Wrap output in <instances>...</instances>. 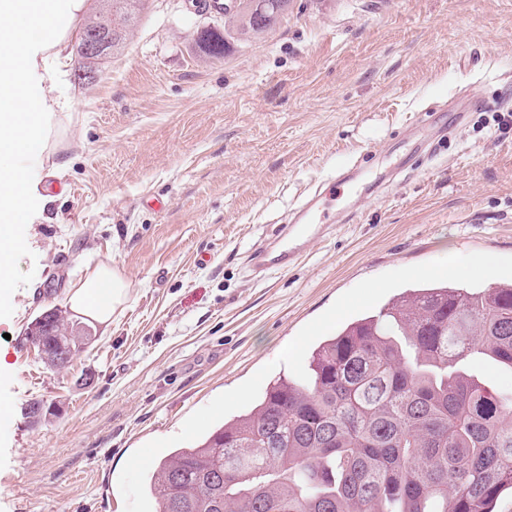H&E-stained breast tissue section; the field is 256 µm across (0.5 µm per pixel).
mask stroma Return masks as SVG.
Masks as SVG:
<instances>
[{
  "mask_svg": "<svg viewBox=\"0 0 512 512\" xmlns=\"http://www.w3.org/2000/svg\"><path fill=\"white\" fill-rule=\"evenodd\" d=\"M192 0H148L28 163L48 203L0 298V512H125L147 442L274 361L359 282L449 255L512 257V0H293L200 58ZM330 234L253 279L247 257L345 162ZM129 281L109 329L54 370L26 340L86 268ZM41 401V420L28 416Z\"/></svg>",
  "mask_w": 512,
  "mask_h": 512,
  "instance_id": "stroma-1",
  "label": "stroma"
}]
</instances>
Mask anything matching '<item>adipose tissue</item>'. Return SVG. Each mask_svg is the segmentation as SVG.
<instances>
[{"label":"adipose tissue","mask_w":512,"mask_h":512,"mask_svg":"<svg viewBox=\"0 0 512 512\" xmlns=\"http://www.w3.org/2000/svg\"><path fill=\"white\" fill-rule=\"evenodd\" d=\"M87 0H0V295L12 287V263L25 247L19 227L36 200L30 158L51 151L48 117L72 104L61 87L70 67V37ZM130 284L97 266L69 289V309L110 327L129 300Z\"/></svg>","instance_id":"1"}]
</instances>
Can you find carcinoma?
Returning <instances> with one entry per match:
<instances>
[{"label":"carcinoma","instance_id":"cac0c4a2","mask_svg":"<svg viewBox=\"0 0 512 512\" xmlns=\"http://www.w3.org/2000/svg\"><path fill=\"white\" fill-rule=\"evenodd\" d=\"M143 0H111L76 34L112 28L127 41ZM249 13L224 15L227 36L257 39ZM54 309L27 327L61 370L80 351ZM483 361L512 369V280L482 290L444 283L405 289L313 350L308 379L280 377L245 413L150 478L157 512H496L512 494V395L481 382Z\"/></svg>","mask_w":512,"mask_h":512}]
</instances>
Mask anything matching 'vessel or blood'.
<instances>
[{"instance_id": "1", "label": "vessel or blood", "mask_w": 512, "mask_h": 512, "mask_svg": "<svg viewBox=\"0 0 512 512\" xmlns=\"http://www.w3.org/2000/svg\"><path fill=\"white\" fill-rule=\"evenodd\" d=\"M335 180L319 185L312 200L306 202L296 222L278 225L266 241L256 245L248 256V267L254 278L261 279L273 270H283L292 265L307 241L323 235L325 212L319 201L335 198Z\"/></svg>"}]
</instances>
